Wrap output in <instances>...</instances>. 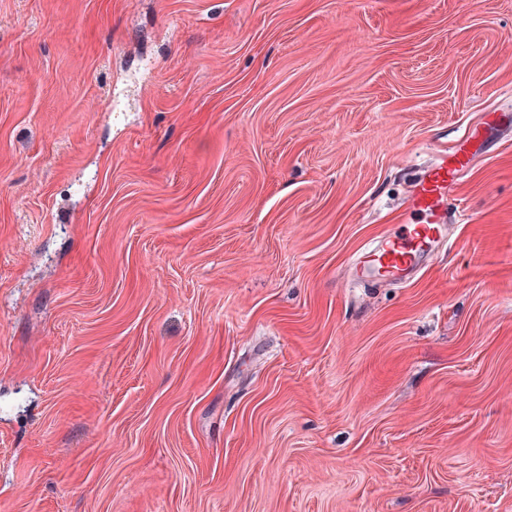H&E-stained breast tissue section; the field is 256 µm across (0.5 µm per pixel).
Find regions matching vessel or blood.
Masks as SVG:
<instances>
[{
    "label": "vessel or blood",
    "mask_w": 512,
    "mask_h": 512,
    "mask_svg": "<svg viewBox=\"0 0 512 512\" xmlns=\"http://www.w3.org/2000/svg\"><path fill=\"white\" fill-rule=\"evenodd\" d=\"M476 138V131H465L450 150L418 171L398 215V231L385 235L357 262L359 282L409 280L422 271L431 252L447 242L453 217L450 195L476 158Z\"/></svg>",
    "instance_id": "obj_1"
}]
</instances>
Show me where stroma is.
<instances>
[{
    "instance_id": "obj_1",
    "label": "stroma",
    "mask_w": 512,
    "mask_h": 512,
    "mask_svg": "<svg viewBox=\"0 0 512 512\" xmlns=\"http://www.w3.org/2000/svg\"><path fill=\"white\" fill-rule=\"evenodd\" d=\"M512 0H0V512H512V139L411 283ZM477 137L476 130L466 129L449 151L418 171L397 218L398 232L385 235L356 263L357 282L407 281L422 271L436 247L447 242L453 217L450 195L482 148L479 143L472 150Z\"/></svg>"
}]
</instances>
